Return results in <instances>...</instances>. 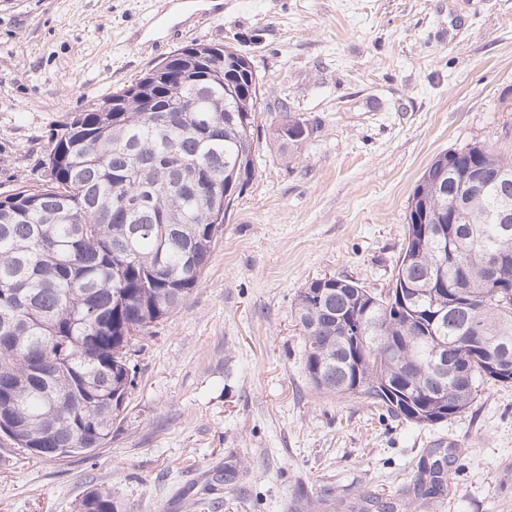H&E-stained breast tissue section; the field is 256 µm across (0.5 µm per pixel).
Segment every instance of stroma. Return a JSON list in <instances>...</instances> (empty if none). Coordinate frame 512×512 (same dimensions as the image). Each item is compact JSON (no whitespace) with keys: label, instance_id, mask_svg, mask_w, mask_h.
I'll return each instance as SVG.
<instances>
[{"label":"stroma","instance_id":"1","mask_svg":"<svg viewBox=\"0 0 512 512\" xmlns=\"http://www.w3.org/2000/svg\"><path fill=\"white\" fill-rule=\"evenodd\" d=\"M233 47L263 108L255 173L199 286L133 357L136 387L92 455L0 464V512H339L397 501L448 450V492L418 510L512 512V384L419 426L317 391L296 317L313 279L385 292L409 197L444 151L512 159V0H0V191L38 181L47 141L177 49ZM316 126L269 140L281 107ZM234 487L215 483L225 467ZM80 512L117 511L110 494L102 491H91L82 499Z\"/></svg>","mask_w":512,"mask_h":512}]
</instances>
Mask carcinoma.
Masks as SVG:
<instances>
[{
	"label": "carcinoma",
	"mask_w": 512,
	"mask_h": 512,
	"mask_svg": "<svg viewBox=\"0 0 512 512\" xmlns=\"http://www.w3.org/2000/svg\"><path fill=\"white\" fill-rule=\"evenodd\" d=\"M200 89L156 88L121 112H82L51 136L42 159L50 178L0 192V437L9 452L36 459L89 455L112 440L134 388L135 337L169 318L198 287L222 225L211 220L242 194L255 173L257 114L239 53L214 44ZM236 95L209 112H163L207 89ZM309 120L278 113L272 139L297 148ZM488 176L466 190L464 218L448 239V198L434 200L441 164L461 168L473 153ZM506 171L511 177L503 179ZM512 201V161L473 145L438 154L413 190L392 293L347 278L316 279L296 313L304 370L326 394L365 398L389 417L432 424L439 394L448 418L468 409L489 381V356L512 347V229L487 214ZM505 257L502 287L485 281L483 259ZM407 283L412 302L399 298ZM444 311L430 328L425 314ZM361 319L357 344L340 340L345 315ZM480 337L461 353V341ZM409 395L412 402L404 400ZM418 495L447 489L448 455L423 466ZM80 512H116L112 496L89 492Z\"/></svg>",
	"instance_id": "obj_1"
}]
</instances>
